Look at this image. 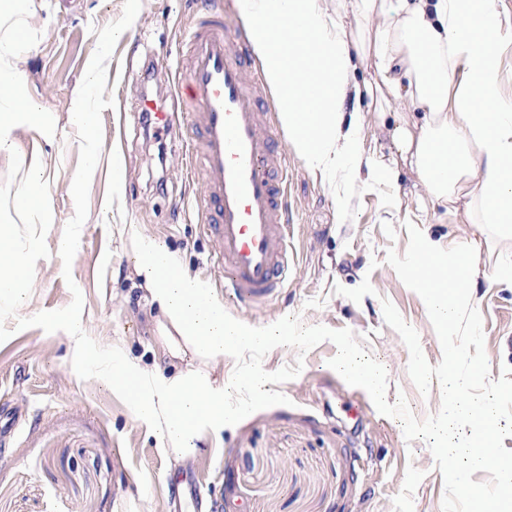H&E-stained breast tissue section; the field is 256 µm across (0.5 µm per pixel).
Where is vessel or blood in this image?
I'll list each match as a JSON object with an SVG mask.
<instances>
[{
	"mask_svg": "<svg viewBox=\"0 0 512 512\" xmlns=\"http://www.w3.org/2000/svg\"><path fill=\"white\" fill-rule=\"evenodd\" d=\"M242 19L226 25L213 12L193 27L176 83L187 86L170 107L139 101L169 129L185 124L191 171L204 185L193 208L219 249L211 263L224 294L244 307L272 298L289 279L288 159L277 149L282 130L261 70L242 38Z\"/></svg>",
	"mask_w": 512,
	"mask_h": 512,
	"instance_id": "1",
	"label": "vessel or blood"
}]
</instances>
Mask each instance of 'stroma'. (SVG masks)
Returning <instances> with one entry per match:
<instances>
[{
	"label": "stroma",
	"mask_w": 512,
	"mask_h": 512,
	"mask_svg": "<svg viewBox=\"0 0 512 512\" xmlns=\"http://www.w3.org/2000/svg\"><path fill=\"white\" fill-rule=\"evenodd\" d=\"M211 0H141L107 63L106 92L114 107L102 112L103 147L90 188L88 216L65 282L58 253L38 260L32 291L11 336L0 342V415L18 418L0 434V512H441L442 474L425 440L407 441L399 421L381 415L367 392L348 385L328 365L336 356L324 341L298 354L277 347L263 359L274 372L303 361L301 373L274 386L223 439L209 440L175 461L136 421L123 397L94 377H75L64 332L16 330L17 317L67 307L71 286L83 298L89 335L150 367L181 368L159 342L164 319L146 298L133 263L135 232L149 234L174 252L193 274L218 283L208 258L214 239L180 212L181 199L201 194V180L184 176L178 126L164 134V153L131 113L143 95L168 99L182 40ZM125 0H36L30 23L39 42L28 57L27 93L55 127L54 139L22 126L16 151L24 164L46 171L53 223L47 243L62 236L74 215L71 185L79 141L69 120L96 45V29L117 20ZM122 179H112V159ZM291 254L296 270L288 285L255 309L225 301L224 311L259 327L288 315L303 325L351 330L387 371L386 398L405 397L418 419L441 406L439 385L421 394L408 374L409 351L385 321L390 301L418 333L429 364L442 348L421 297L387 264L388 250L404 253L405 224L416 208V179L400 168L396 185L355 189L338 209L327 182L289 154ZM426 232L445 247L481 243L473 293L482 316L491 379L512 367V288L489 286L500 253L512 239L481 235L477 227L425 213Z\"/></svg>",
	"instance_id": "35a3bbf8"
}]
</instances>
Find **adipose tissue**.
<instances>
[{
    "mask_svg": "<svg viewBox=\"0 0 512 512\" xmlns=\"http://www.w3.org/2000/svg\"><path fill=\"white\" fill-rule=\"evenodd\" d=\"M251 21V40L279 104L288 145L326 181L396 183L398 167L415 175L419 211L442 207L455 224H480L512 235V98L503 93L501 53L507 42L504 0H236ZM351 11L355 28L341 18ZM36 41L19 0H0V153L13 149L23 125L46 129L44 112L26 98L20 64ZM378 78L353 82L358 66ZM369 96L376 118L403 105L418 123L397 119L393 149L367 151L365 115L346 113L348 99ZM146 297L164 315L162 338L171 355L187 352L222 363L225 355L262 351L282 341L287 326L262 329L227 317L211 282L188 273L151 236L139 234L133 256ZM71 343L69 361L124 397L134 419L162 450L186 456L207 437L222 436L255 405L269 383L255 369L239 378L240 399L229 401L209 375L144 368L120 348L87 335L80 314L55 320Z\"/></svg>",
    "mask_w": 512,
    "mask_h": 512,
    "instance_id": "ef3b65f1",
    "label": "adipose tissue"
}]
</instances>
